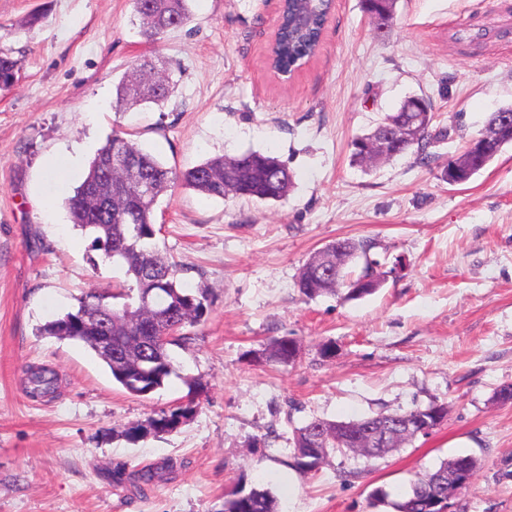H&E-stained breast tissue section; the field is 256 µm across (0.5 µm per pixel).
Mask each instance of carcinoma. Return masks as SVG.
I'll list each match as a JSON object with an SVG mask.
<instances>
[{"instance_id": "carcinoma-1", "label": "carcinoma", "mask_w": 512, "mask_h": 512, "mask_svg": "<svg viewBox=\"0 0 512 512\" xmlns=\"http://www.w3.org/2000/svg\"><path fill=\"white\" fill-rule=\"evenodd\" d=\"M192 0H132L133 10L140 21V35L144 42L154 44L167 33L185 26L191 19ZM397 0H362L363 12L369 22L388 13L387 21L393 22ZM330 0H285L281 8L280 24L271 49L273 68L286 75L297 69L304 61L313 57L321 44L322 35L329 18ZM157 68L155 61L147 57L133 60L116 87V104L131 108L145 102L161 103L173 93L171 77L161 69L159 82H144L141 76ZM20 61L5 51H0V89L8 88L18 79ZM422 114L427 123L420 141L415 144H400L395 157L413 153L416 161L428 165L435 160L429 151L433 142L448 136L444 129L433 127L434 115L431 107L422 98L410 97L400 108L382 117L396 122L405 116ZM367 135L352 141L351 161L360 166L368 165L370 151ZM506 144H512V129L499 133L496 148L489 154L473 159L474 171L484 168ZM132 159L141 174L152 184V193L136 198L130 189L112 185L107 164L115 156ZM180 183L208 197H248L259 202H278L284 199L293 186V175L277 158L260 151L249 150L234 156L210 158L184 172L177 173L163 164L157 157L140 148L125 136L115 131L91 160L88 173L68 199V209L74 226L92 237L91 250L99 251L103 257L126 267L128 284L117 292L90 291L78 299L73 311L52 320L39 329L43 336H56L84 343L97 351L87 332L76 329L81 314L90 304H97L112 311V342L119 355L103 360L113 379L128 394L145 397L164 385L173 372L172 348L189 340L184 329L201 321L207 311L208 289L193 292L177 281L176 263L162 257L146 246L156 235L155 206L160 195ZM344 244L361 259L359 272L343 270V280H331L325 286V272L311 262H306L299 271L297 288L307 299L313 300L325 294H334L337 287L344 286V279L358 284L345 289V297L357 299L376 291L372 279L377 274L380 261L371 254L373 244L368 241L344 240ZM152 294L154 304L162 316L159 329L150 333L138 322L140 309L147 294ZM154 335L157 340L143 347L137 337ZM300 349L299 340L290 336L272 339L263 351L270 363H287ZM29 397L39 399L55 390V373L46 367H31L27 371ZM193 412L190 405L180 406L149 421L156 433L177 428L183 419ZM418 408L394 413H379L358 420L335 421L323 418L312 419L293 430L291 466L302 474L319 470L334 451L355 453L354 445L345 441L341 430L354 427L394 423L412 418ZM461 464L478 469L479 460L472 455H459L441 461L438 467L414 480L398 500L388 501V493L376 489L372 493L378 504H389L395 512H425L427 501L437 490L438 474ZM156 476L153 469L126 472L119 466L114 470L115 482L125 480L151 483ZM223 512H278V504L267 489L241 485L224 497Z\"/></svg>"}]
</instances>
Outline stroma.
I'll list each match as a JSON object with an SVG mask.
<instances>
[{
  "instance_id": "1",
  "label": "stroma",
  "mask_w": 512,
  "mask_h": 512,
  "mask_svg": "<svg viewBox=\"0 0 512 512\" xmlns=\"http://www.w3.org/2000/svg\"><path fill=\"white\" fill-rule=\"evenodd\" d=\"M192 12L149 45L131 0H0V49L21 67L0 90V512H222L242 484L268 489L280 512H393L372 490L398 498L465 454L480 465L457 512H512V402L495 399L512 384V144L467 182L441 177L512 104V51L498 41L512 0H398L382 37L361 0H335L319 52L288 78L267 60L277 0H193ZM143 54L164 62L175 91L162 106L116 111V84ZM411 95L448 132L435 162L352 165V140ZM115 130L177 172L258 150L294 180L281 202L179 184L160 196L151 245L210 299L145 398L83 344L39 333L85 293L127 281L66 207ZM345 238L374 243L381 287L302 297L300 268ZM280 336L300 340L294 363L263 358ZM326 344L334 355L322 356ZM31 366L57 376L38 401L25 394ZM433 401L448 407L443 424L385 457L337 451L305 475L287 464L308 420ZM187 404L174 431L148 429ZM121 463L159 475L118 484Z\"/></svg>"
}]
</instances>
